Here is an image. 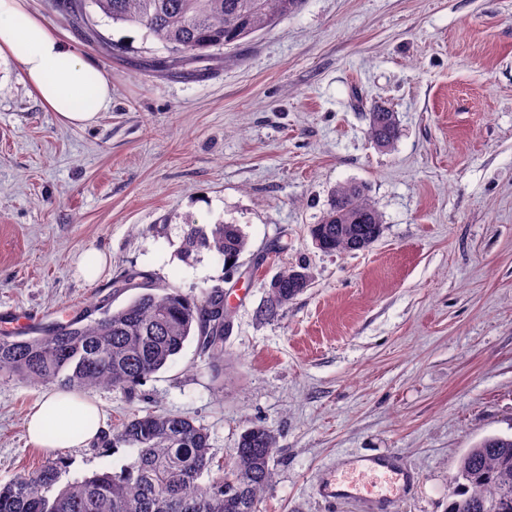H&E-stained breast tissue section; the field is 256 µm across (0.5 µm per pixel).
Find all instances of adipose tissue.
Masks as SVG:
<instances>
[{
    "label": "adipose tissue",
    "instance_id": "1",
    "mask_svg": "<svg viewBox=\"0 0 512 512\" xmlns=\"http://www.w3.org/2000/svg\"><path fill=\"white\" fill-rule=\"evenodd\" d=\"M14 56L33 94L69 126H88L112 105V81L30 7L0 0V56ZM104 421L91 398L51 392L28 417L29 441L41 448H77L100 437Z\"/></svg>",
    "mask_w": 512,
    "mask_h": 512
}]
</instances>
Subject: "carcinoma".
<instances>
[{"mask_svg": "<svg viewBox=\"0 0 512 512\" xmlns=\"http://www.w3.org/2000/svg\"><path fill=\"white\" fill-rule=\"evenodd\" d=\"M304 0H91L114 23L147 30L168 52L167 69L180 72L213 48L229 47L266 31L300 10ZM86 0H55L76 29L108 55L105 41L85 20ZM399 135L396 113L377 108L369 114L368 136L381 148ZM329 209L311 235L325 252L354 253L370 248L383 234L382 215L357 182L340 184ZM248 240L237 224H217L211 235L192 228L186 252L206 247L235 263ZM140 280L142 289L126 305L106 303L36 330L34 336H0V370L35 383L86 392L100 386L129 391L166 367L189 338L197 340L214 371L224 366V291L201 298L155 286L131 270L119 288ZM306 268L288 269L269 286L261 316L273 318L309 287ZM115 440L133 451L119 472L103 470L60 485L64 461L49 459L39 469L0 483V512H256L271 485L277 439L255 425L231 449L232 467L216 461L206 428L187 416L132 414ZM448 495V512H512V435H489L460 458Z\"/></svg>", "mask_w": 512, "mask_h": 512, "instance_id": "cac0c4a2", "label": "carcinoma"}]
</instances>
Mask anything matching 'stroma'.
Returning a JSON list of instances; mask_svg holds the SVG:
<instances>
[{
	"mask_svg": "<svg viewBox=\"0 0 512 512\" xmlns=\"http://www.w3.org/2000/svg\"><path fill=\"white\" fill-rule=\"evenodd\" d=\"M30 6L105 69L112 108L62 124L0 58V317L121 306L132 268L189 296L223 289L229 314L220 379L191 340L135 392L93 389L105 432L57 449L66 480L128 464L117 427L155 411L205 427L224 463L246 429H274L257 512H368L317 493L360 454L410 474L374 487L394 512H447L461 455L512 434V0H305L180 75L138 26L98 18L110 56L50 0ZM377 105L400 120L388 150L367 134ZM350 181L383 234L321 252L310 227ZM224 223L248 238L233 267L183 254L190 225ZM88 248L109 256L93 279L76 273ZM300 264L309 288L262 319L270 281ZM48 390L0 372V482L45 461L25 422Z\"/></svg>",
	"mask_w": 512,
	"mask_h": 512,
	"instance_id": "35a3bbf8",
	"label": "stroma"
}]
</instances>
